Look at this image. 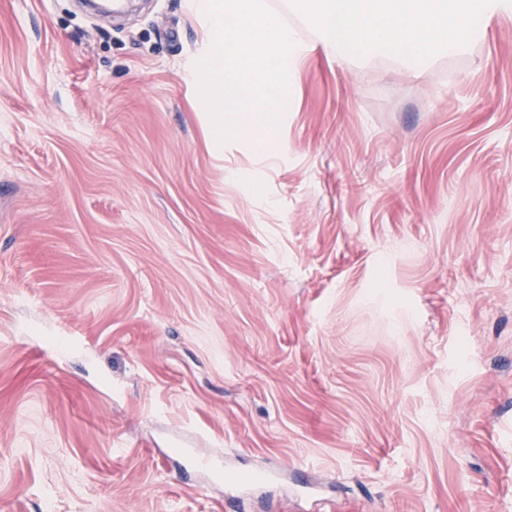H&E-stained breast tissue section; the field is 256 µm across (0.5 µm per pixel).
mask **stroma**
Segmentation results:
<instances>
[{
	"label": "stroma",
	"mask_w": 512,
	"mask_h": 512,
	"mask_svg": "<svg viewBox=\"0 0 512 512\" xmlns=\"http://www.w3.org/2000/svg\"><path fill=\"white\" fill-rule=\"evenodd\" d=\"M208 30L0 0V512H512V15L314 49L261 146Z\"/></svg>",
	"instance_id": "1"
}]
</instances>
